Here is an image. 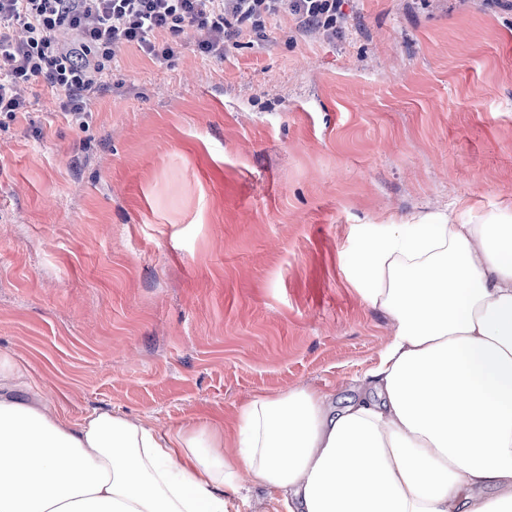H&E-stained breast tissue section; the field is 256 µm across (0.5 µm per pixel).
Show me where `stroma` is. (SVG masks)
<instances>
[{"label": "stroma", "mask_w": 512, "mask_h": 512, "mask_svg": "<svg viewBox=\"0 0 512 512\" xmlns=\"http://www.w3.org/2000/svg\"><path fill=\"white\" fill-rule=\"evenodd\" d=\"M223 60L129 49L87 128L28 91L0 132V351L67 418L218 419L354 396L390 332L344 265L365 224L512 215V7L347 0Z\"/></svg>", "instance_id": "obj_1"}]
</instances>
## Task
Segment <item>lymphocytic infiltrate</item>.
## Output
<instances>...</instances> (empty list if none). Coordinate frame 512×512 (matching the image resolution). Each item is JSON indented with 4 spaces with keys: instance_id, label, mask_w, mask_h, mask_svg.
I'll return each mask as SVG.
<instances>
[{
    "instance_id": "f902f5d3",
    "label": "lymphocytic infiltrate",
    "mask_w": 512,
    "mask_h": 512,
    "mask_svg": "<svg viewBox=\"0 0 512 512\" xmlns=\"http://www.w3.org/2000/svg\"><path fill=\"white\" fill-rule=\"evenodd\" d=\"M345 0H0V131L27 106L40 80L61 94L64 119L85 128L95 96L125 49L170 67L183 36L221 60L243 34L264 40L268 23L292 16L303 33L334 41Z\"/></svg>"
}]
</instances>
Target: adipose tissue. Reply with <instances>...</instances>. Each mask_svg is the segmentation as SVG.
Wrapping results in <instances>:
<instances>
[{
    "label": "adipose tissue",
    "instance_id": "1",
    "mask_svg": "<svg viewBox=\"0 0 512 512\" xmlns=\"http://www.w3.org/2000/svg\"><path fill=\"white\" fill-rule=\"evenodd\" d=\"M390 339L357 398L295 387L163 428L65 419L0 352V512H512V215L367 224L348 260Z\"/></svg>",
    "mask_w": 512,
    "mask_h": 512
}]
</instances>
